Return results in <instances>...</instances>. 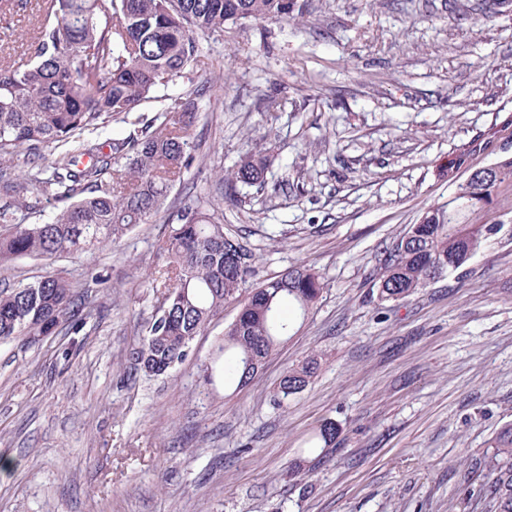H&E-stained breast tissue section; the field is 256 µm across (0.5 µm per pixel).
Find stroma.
<instances>
[{"mask_svg":"<svg viewBox=\"0 0 512 512\" xmlns=\"http://www.w3.org/2000/svg\"><path fill=\"white\" fill-rule=\"evenodd\" d=\"M302 14L203 39L189 79L120 115L93 140L205 89L199 149L152 223L118 244L0 267V285L58 270L92 314L36 344L0 341V512H463L465 479L512 422V212L469 265L400 305L380 302V260L453 190L436 165L478 135L512 142V9L494 0H303ZM248 153L264 186L227 195ZM214 209L253 253L248 288L310 262L326 289L247 386L206 380L223 313L166 378L129 352L161 301L148 280L188 204ZM319 370L280 404L289 367ZM329 454L294 473L323 419Z\"/></svg>","mask_w":512,"mask_h":512,"instance_id":"obj_1","label":"stroma"}]
</instances>
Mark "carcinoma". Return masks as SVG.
<instances>
[{"label": "carcinoma", "instance_id": "1", "mask_svg": "<svg viewBox=\"0 0 512 512\" xmlns=\"http://www.w3.org/2000/svg\"><path fill=\"white\" fill-rule=\"evenodd\" d=\"M43 20L22 50L0 59V162L25 150L46 163H29L22 179L0 169V265L19 257L53 260L81 254L97 244L118 243L133 228L157 216L174 183L183 177L196 145L192 127L200 112L189 90L145 120L123 139L97 143L85 133L132 111L161 87L194 70L200 36L222 37L243 20H279L302 13L298 0H41ZM476 137L439 166L443 176L461 168ZM267 158L244 156L227 184L264 183ZM59 204L51 218L30 224L35 205L27 187ZM512 190V146L496 160L456 184L448 203L426 211L386 252L376 278L381 302L400 303L436 280L466 275L494 224L467 223L501 192ZM165 265L149 285L164 295L130 351L134 369L146 377L170 374L188 355L192 337L202 335L240 297L253 255L224 231L204 206L189 205L159 245ZM326 287L311 264L291 266L254 288L224 332L214 360L224 381L242 386L264 366L291 327L287 313L307 316ZM91 316L56 273L19 281L0 290V339L49 336L63 323L77 326ZM319 368L309 356L279 381L281 402L302 392ZM336 424L322 423L309 441L315 459L326 457ZM491 455L479 462L487 481L463 489V500L481 512H512V422L493 437Z\"/></svg>", "mask_w": 512, "mask_h": 512}]
</instances>
